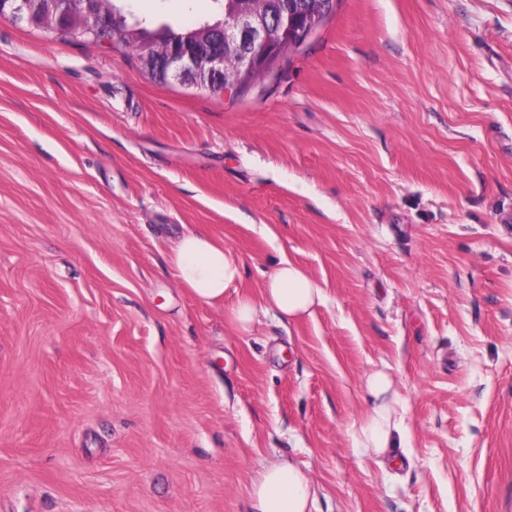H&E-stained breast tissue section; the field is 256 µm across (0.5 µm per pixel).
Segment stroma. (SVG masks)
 <instances>
[{"label": "stroma", "mask_w": 512, "mask_h": 512, "mask_svg": "<svg viewBox=\"0 0 512 512\" xmlns=\"http://www.w3.org/2000/svg\"><path fill=\"white\" fill-rule=\"evenodd\" d=\"M283 258L324 304L239 330ZM383 367L398 465L353 443ZM280 459L311 512H512V0H339L241 93L0 20V512H254ZM170 262L179 283L207 304L223 303L225 290L240 277L224 244L196 232H187L174 243Z\"/></svg>", "instance_id": "obj_1"}]
</instances>
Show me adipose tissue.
Wrapping results in <instances>:
<instances>
[{"label":"adipose tissue","instance_id":"1","mask_svg":"<svg viewBox=\"0 0 512 512\" xmlns=\"http://www.w3.org/2000/svg\"><path fill=\"white\" fill-rule=\"evenodd\" d=\"M170 262L179 283L207 304L223 302L225 290L240 276L237 262L223 243L196 232L185 233L174 243ZM323 301L322 288L300 266L284 259L266 273L261 301L239 298L231 316L246 329L269 312L282 320L305 318ZM365 387L374 407L360 425L354 445L368 454L385 455L396 448L401 432L387 400L393 380L387 372L376 370L366 376ZM251 494L256 512H310L313 500L309 476L286 460L264 466L252 483Z\"/></svg>","mask_w":512,"mask_h":512}]
</instances>
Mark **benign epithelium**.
I'll return each instance as SVG.
<instances>
[{
	"label": "benign epithelium",
	"mask_w": 512,
	"mask_h": 512,
	"mask_svg": "<svg viewBox=\"0 0 512 512\" xmlns=\"http://www.w3.org/2000/svg\"><path fill=\"white\" fill-rule=\"evenodd\" d=\"M262 0H240L239 8L218 30L223 50L214 52L206 46L194 52H166L159 45L141 47L142 66L174 82L186 83L207 91L214 81L234 75H249L259 81L268 74L272 63L281 57L283 45L294 35L301 40L319 25L322 16L303 11L300 16L283 14L279 22L266 25L262 20ZM105 0H0V19L30 24L50 8L57 19H66L69 28L57 25L45 32L54 36L72 35L94 41L117 43L118 37L101 31L96 24L97 6Z\"/></svg>",
	"instance_id": "benign-epithelium-1"
}]
</instances>
